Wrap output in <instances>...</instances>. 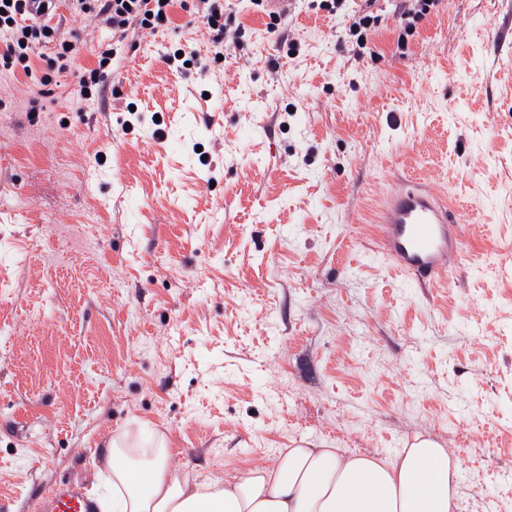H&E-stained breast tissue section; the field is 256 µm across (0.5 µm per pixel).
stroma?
Instances as JSON below:
<instances>
[{"mask_svg":"<svg viewBox=\"0 0 512 512\" xmlns=\"http://www.w3.org/2000/svg\"><path fill=\"white\" fill-rule=\"evenodd\" d=\"M224 9L246 48L206 71L165 62L211 56L176 8L76 102L112 31L63 4L85 45L52 95L0 70V512L103 493L124 430L196 484L428 438L461 465L456 512H512V0H440L402 48L391 0H290L284 58L251 0ZM412 178L475 214L432 288L380 243Z\"/></svg>","mask_w":512,"mask_h":512,"instance_id":"1","label":"stroma"}]
</instances>
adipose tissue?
<instances>
[{
  "label": "adipose tissue",
  "instance_id": "ef3b65f1",
  "mask_svg": "<svg viewBox=\"0 0 512 512\" xmlns=\"http://www.w3.org/2000/svg\"><path fill=\"white\" fill-rule=\"evenodd\" d=\"M168 455L161 438L136 448L128 434L113 437L100 512H454L458 495L456 460L428 440L389 458L287 448L273 465L205 484L190 483Z\"/></svg>",
  "mask_w": 512,
  "mask_h": 512
}]
</instances>
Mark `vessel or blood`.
<instances>
[{
	"label": "vessel or blood",
	"instance_id": "b4317fda",
	"mask_svg": "<svg viewBox=\"0 0 512 512\" xmlns=\"http://www.w3.org/2000/svg\"><path fill=\"white\" fill-rule=\"evenodd\" d=\"M382 245L404 271L421 281L447 279L464 252V216L418 181L401 182L381 211ZM42 512H93L80 484L57 489Z\"/></svg>",
	"mask_w": 512,
	"mask_h": 512
}]
</instances>
